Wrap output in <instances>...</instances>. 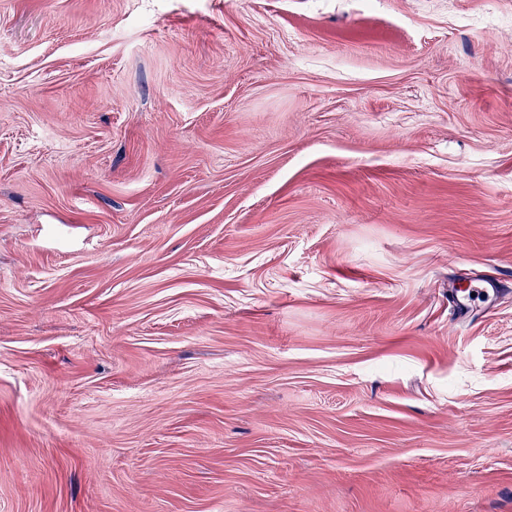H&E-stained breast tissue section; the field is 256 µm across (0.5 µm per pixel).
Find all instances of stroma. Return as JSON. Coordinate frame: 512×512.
Listing matches in <instances>:
<instances>
[{
  "mask_svg": "<svg viewBox=\"0 0 512 512\" xmlns=\"http://www.w3.org/2000/svg\"><path fill=\"white\" fill-rule=\"evenodd\" d=\"M0 512H512V0H0Z\"/></svg>",
  "mask_w": 512,
  "mask_h": 512,
  "instance_id": "1",
  "label": "stroma"
}]
</instances>
